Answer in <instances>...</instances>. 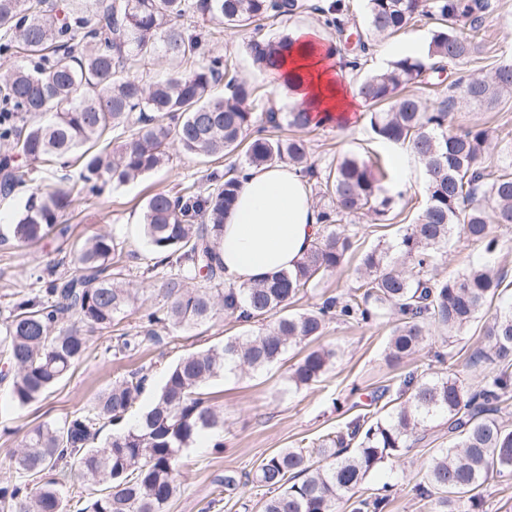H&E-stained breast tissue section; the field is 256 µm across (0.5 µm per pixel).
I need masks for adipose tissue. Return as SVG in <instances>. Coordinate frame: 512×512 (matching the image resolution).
<instances>
[{"label": "adipose tissue", "instance_id": "1", "mask_svg": "<svg viewBox=\"0 0 512 512\" xmlns=\"http://www.w3.org/2000/svg\"><path fill=\"white\" fill-rule=\"evenodd\" d=\"M294 37L320 40V49L288 54L272 77L289 104L306 106L319 122L353 120L360 98L339 54L324 53L331 40L318 26L295 28ZM322 231L307 177L285 164L246 170L232 211L224 220L221 257L226 284L243 286L293 270Z\"/></svg>", "mask_w": 512, "mask_h": 512}]
</instances>
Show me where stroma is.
I'll return each mask as SVG.
<instances>
[{
    "mask_svg": "<svg viewBox=\"0 0 512 512\" xmlns=\"http://www.w3.org/2000/svg\"><path fill=\"white\" fill-rule=\"evenodd\" d=\"M491 7L480 21V36L484 42V57L447 65L445 74L457 79L478 73L494 64L512 60V0H490ZM206 33V49L214 56H230L238 74L257 88L263 100L278 111H287L274 87L269 73L257 69L245 49L248 32L224 29L211 22H202ZM434 24L424 19L396 35L379 41L368 66L382 69L392 59L391 45L411 41L426 48ZM482 125L492 133L512 131V96H504L492 108L467 105L454 113L453 128ZM307 139L318 159H330L343 154H357L366 159L381 158L386 173L381 185L385 194L396 200L388 226L371 224L361 217L360 236L347 261L329 273L310 292L292 304V311L308 309L321 296L338 295L355 283V268L363 252L378 245L396 243L408 224L415 221L426 200V186L419 164H412L408 180H401L393 164V151L388 145L371 140L364 119L336 129L324 127L308 133ZM239 154L225 156L207 165L202 159L172 149L169 162L162 168L123 184L103 187L97 194H82L72 212L65 216L66 234L51 233L42 240L19 244L13 234V218L26 198L43 183L50 181L52 169L40 166L25 177L23 187L13 194L0 193V318L14 293L29 296L42 293L43 281L35 273L46 266L61 262L70 246L98 234L112 235L122 247V258L115 265L122 281L130 288H148L152 295L149 305H162L159 288L163 269H152L154 253L142 230L145 199L152 193L175 190L192 182H204L209 168H224L240 164ZM485 257L482 244L467 241L460 233H452L447 245L437 254L435 263L441 274L449 275L480 263ZM144 307L134 305L114 321L111 328L96 333L73 372L38 402L14 408L9 386L0 382V482L14 483L21 476L12 465V455L23 435L42 423H60L67 416L82 410L116 378L143 365L153 368L152 383L160 385L166 367L179 356L221 344L224 338L239 335L241 326L234 320L217 317L209 324L178 332L161 331L159 341L147 340L137 352L123 357L111 351L116 336L136 334ZM394 324L392 315H385L370 326H349L338 322L326 326L319 339L320 346L336 349L338 356L317 382L295 388L288 381L292 363L303 355V348L289 350L285 362L262 371H248L235 376L218 377L203 386L211 404L223 410V452L212 451L210 434H203L185 451V477L168 512H261L263 500L270 497L267 488L247 483L232 494L222 492L225 473L254 472L261 460L283 448H316L327 434L345 422L366 413L382 387L397 389L404 375L414 370H426L433 351L447 353V366L466 383H474L467 371L465 357L483 344L482 325L473 323L452 339L433 337L414 359L393 365L387 360V343ZM146 391L141 403L149 405L154 393ZM447 428L434 422L422 442L411 445L400 457L381 464L363 483L365 493L376 492L384 483L397 485L387 512H433L431 502L414 499L403 487L406 476L416 475L438 449L448 447Z\"/></svg>",
    "mask_w": 512,
    "mask_h": 512,
    "instance_id": "obj_1",
    "label": "stroma"
}]
</instances>
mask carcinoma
<instances>
[{"mask_svg": "<svg viewBox=\"0 0 512 512\" xmlns=\"http://www.w3.org/2000/svg\"><path fill=\"white\" fill-rule=\"evenodd\" d=\"M301 0H0V52L14 59L0 77V159L4 194L22 175L14 163L71 157L78 181L125 183L165 165L177 146L195 156L244 153L250 167L287 163L315 181L331 201L322 210L324 235L292 271H280L247 287H223L220 245L224 217L231 210L240 167L212 170L207 186L196 182L174 192L150 195L143 212L144 235L156 254L153 267L167 275L163 307L145 315L140 336H120L114 354L133 351L139 337L159 339L157 328L192 329L222 311L244 326L221 346L189 352L172 363L151 404L132 416L147 390L150 371L135 370L107 387L81 412L61 424L29 430L13 454L17 472L28 477L61 468L88 490L86 506L73 507L58 482L0 485V512H167L183 477L182 456L203 432L224 427V412L201 392L210 380L236 367L261 371L284 359L293 346L311 343L326 325L376 322L388 310L395 318L388 358L401 363L422 350L436 329L448 336L470 326L500 300L483 329L485 345L467 367L477 381L466 386L443 371L410 372L397 399L379 419L363 415L345 423L317 448H286L264 458L251 481L277 491L262 512H337L352 501V512H385L387 494H360L369 475L424 438L430 423L443 419L452 445L431 458L424 474L406 483L437 512H483L480 489L493 476L512 473V428L499 413L512 400V302L502 299L506 274L496 257L512 242L492 235L491 225H512V138L500 139L505 165H484L490 131L474 127L448 131L459 103L490 107L512 95V63L484 74L461 77L438 100L407 91L432 74L483 53L478 22L490 0H365V27L356 30L360 55L353 61L357 92L376 107L369 125L387 144L411 146L422 166L427 199L416 221L397 243L399 256L374 248L362 255L356 285L331 295L313 309L288 312L327 273L338 269L352 249L359 225L348 220L370 215L383 221L393 201L380 186L382 168L356 155L319 163L300 136L267 133L273 128L304 131L308 109L295 106L279 115L269 105L256 112V88L238 76L232 60L205 58L201 18L226 29H246L268 18L307 11ZM314 10L326 28L343 38L349 7L335 0ZM437 23L427 50L394 59L386 68L361 74L370 50L420 18ZM297 42L288 34L253 38L246 49L253 63L270 72L281 66ZM163 64V74H143ZM224 85V97L212 95ZM115 134L114 148L97 145ZM74 187L63 181L32 193L14 216V237L34 242L55 228L74 202ZM484 245L482 263L453 276L441 275L435 253L454 229ZM118 247L96 235L73 249L72 275L50 268L39 275L44 295H22L0 321V381L10 379V401L23 409L42 398L75 367L90 335L112 327L127 308L146 301V290L127 288L112 276ZM73 317L75 322L66 324ZM267 322L258 332L248 329ZM336 352L309 350L290 369L288 381L301 388L317 381ZM111 437L96 443L100 428Z\"/></svg>", "mask_w": 512, "mask_h": 512, "instance_id": "cac0c4a2", "label": "carcinoma"}]
</instances>
